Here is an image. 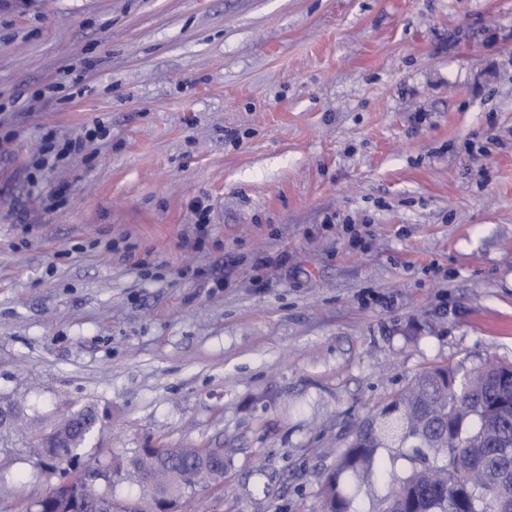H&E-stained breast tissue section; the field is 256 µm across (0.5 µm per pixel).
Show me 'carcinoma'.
I'll list each match as a JSON object with an SVG mask.
<instances>
[{"label": "carcinoma", "instance_id": "cac0c4a2", "mask_svg": "<svg viewBox=\"0 0 512 512\" xmlns=\"http://www.w3.org/2000/svg\"><path fill=\"white\" fill-rule=\"evenodd\" d=\"M100 423L98 409L85 405L37 440L40 471L71 478L51 487L34 512H59L66 501L92 512H152L156 495L175 488L183 498L215 483L224 467L211 448H142L135 459L86 460ZM412 445L426 450L419 465L404 477L388 475L380 451ZM431 457L437 463L428 464ZM99 471L111 481H89ZM345 474L370 484L390 478L383 512H512V364L438 366L370 409L321 483L322 512H355Z\"/></svg>", "mask_w": 512, "mask_h": 512}]
</instances>
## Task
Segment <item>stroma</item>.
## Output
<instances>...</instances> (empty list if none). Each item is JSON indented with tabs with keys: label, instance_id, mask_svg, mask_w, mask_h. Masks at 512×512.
Wrapping results in <instances>:
<instances>
[{
	"label": "stroma",
	"instance_id": "obj_1",
	"mask_svg": "<svg viewBox=\"0 0 512 512\" xmlns=\"http://www.w3.org/2000/svg\"><path fill=\"white\" fill-rule=\"evenodd\" d=\"M96 122L50 208L41 137ZM489 359L512 363V0L0 8V397L31 419L0 432V512L46 493L29 446L85 405L92 457L226 449L187 512H320L370 407Z\"/></svg>",
	"mask_w": 512,
	"mask_h": 512
}]
</instances>
